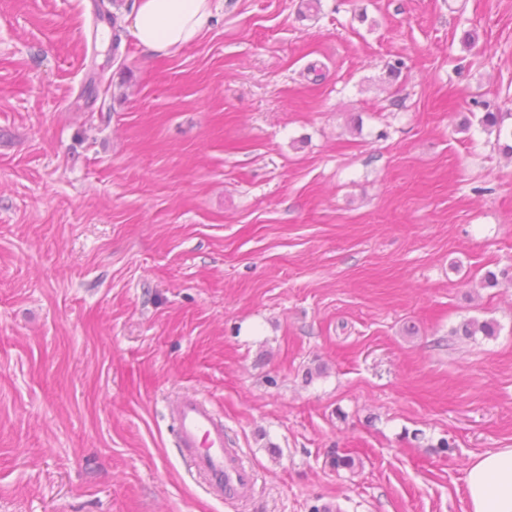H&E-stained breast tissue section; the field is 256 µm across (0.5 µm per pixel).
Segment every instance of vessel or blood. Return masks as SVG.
Listing matches in <instances>:
<instances>
[{
    "mask_svg": "<svg viewBox=\"0 0 512 512\" xmlns=\"http://www.w3.org/2000/svg\"><path fill=\"white\" fill-rule=\"evenodd\" d=\"M168 416L179 448L219 500H244L251 496L255 474L238 450L231 448L224 421L205 398L184 395L171 401Z\"/></svg>",
    "mask_w": 512,
    "mask_h": 512,
    "instance_id": "obj_1",
    "label": "vessel or blood"
}]
</instances>
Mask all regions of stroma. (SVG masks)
I'll return each instance as SVG.
<instances>
[{
    "instance_id": "1",
    "label": "stroma",
    "mask_w": 512,
    "mask_h": 512,
    "mask_svg": "<svg viewBox=\"0 0 512 512\" xmlns=\"http://www.w3.org/2000/svg\"><path fill=\"white\" fill-rule=\"evenodd\" d=\"M132 2L0 0V512H469L512 447V0H214L167 57ZM168 416L179 448L205 478L213 497L242 501L251 496L255 474L237 448L229 447L224 420L209 401L180 396L168 404Z\"/></svg>"
}]
</instances>
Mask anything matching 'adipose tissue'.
<instances>
[{
    "label": "adipose tissue",
    "mask_w": 512,
    "mask_h": 512,
    "mask_svg": "<svg viewBox=\"0 0 512 512\" xmlns=\"http://www.w3.org/2000/svg\"><path fill=\"white\" fill-rule=\"evenodd\" d=\"M211 16L212 0H136L129 32L142 52L168 56L196 41ZM465 482L470 512H512V448L474 457Z\"/></svg>",
    "instance_id": "ef3b65f1"
}]
</instances>
